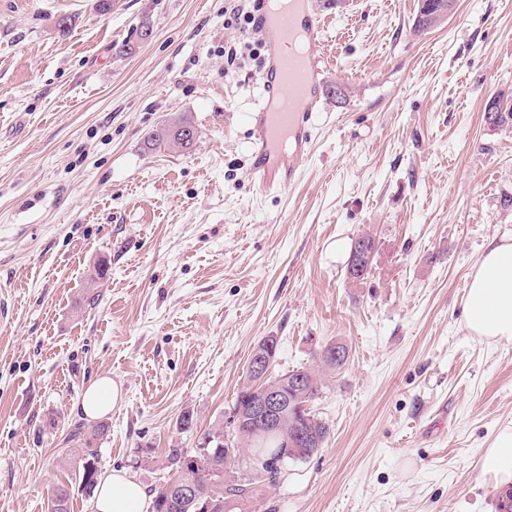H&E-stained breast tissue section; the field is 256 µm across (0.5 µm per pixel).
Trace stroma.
Here are the masks:
<instances>
[{"label": "stroma", "instance_id": "1", "mask_svg": "<svg viewBox=\"0 0 512 512\" xmlns=\"http://www.w3.org/2000/svg\"><path fill=\"white\" fill-rule=\"evenodd\" d=\"M317 2L331 94L301 179L262 195V68L227 64L226 0H0V512H47L57 484L91 512L77 424L106 428L99 472L154 488L169 449L226 419L267 336L276 375L319 369L328 342L348 359L312 404L325 446L257 483L256 512H495L480 460L512 423V341L472 336L465 303L488 243L512 238V127L484 120L512 99V0H455L422 34L419 0ZM179 115L194 143L149 148ZM102 376L123 399L96 423L79 405ZM356 244V249L351 248L346 268V277L354 285L362 284L369 276L374 260V258L369 259V255L377 248L375 238L368 234L358 237ZM358 264L362 267L361 273L354 270V266Z\"/></svg>", "mask_w": 512, "mask_h": 512}]
</instances>
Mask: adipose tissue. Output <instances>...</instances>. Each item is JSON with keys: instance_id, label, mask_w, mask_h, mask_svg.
<instances>
[{"instance_id": "ef3b65f1", "label": "adipose tissue", "mask_w": 512, "mask_h": 512, "mask_svg": "<svg viewBox=\"0 0 512 512\" xmlns=\"http://www.w3.org/2000/svg\"><path fill=\"white\" fill-rule=\"evenodd\" d=\"M465 319L476 336L512 340V241L489 243L477 262L468 288ZM481 468L499 483H512V424L498 431L482 455ZM90 507L92 512H150L152 501L132 475L114 470L101 476Z\"/></svg>"}]
</instances>
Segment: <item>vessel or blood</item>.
Here are the masks:
<instances>
[{
    "label": "vessel or blood",
    "instance_id": "vessel-or-blood-1",
    "mask_svg": "<svg viewBox=\"0 0 512 512\" xmlns=\"http://www.w3.org/2000/svg\"><path fill=\"white\" fill-rule=\"evenodd\" d=\"M262 24L273 33L266 46L263 104L249 113V178L270 194L293 184L309 160L318 104L326 93L320 78L322 14L316 0H276ZM295 44V52L284 43Z\"/></svg>",
    "mask_w": 512,
    "mask_h": 512
}]
</instances>
